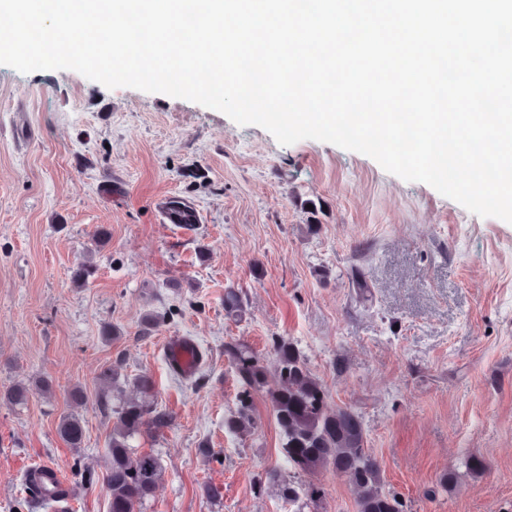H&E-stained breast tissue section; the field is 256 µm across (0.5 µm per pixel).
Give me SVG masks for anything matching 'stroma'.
<instances>
[{
  "label": "stroma",
  "mask_w": 512,
  "mask_h": 512,
  "mask_svg": "<svg viewBox=\"0 0 512 512\" xmlns=\"http://www.w3.org/2000/svg\"><path fill=\"white\" fill-rule=\"evenodd\" d=\"M173 196L193 204L195 229L165 220ZM84 263L98 272L79 287ZM228 288L244 298L241 322L224 316ZM174 336L202 353L193 378L165 364ZM274 336L302 349L330 404L358 409L407 512H512V223L330 143L283 146L192 101L0 65V392L56 383L25 407L0 402V512H19L24 473L41 462L82 470L73 512H109L112 420L96 401L114 362L124 392L152 375L173 417L134 442L166 465L144 512H288L276 487L254 486L282 459L265 393L253 436L224 431L237 387L225 341L264 353ZM75 386L87 398L79 448L58 433ZM470 455L486 470L463 468ZM314 482L323 512H355L345 478L326 469Z\"/></svg>",
  "instance_id": "obj_1"
}]
</instances>
